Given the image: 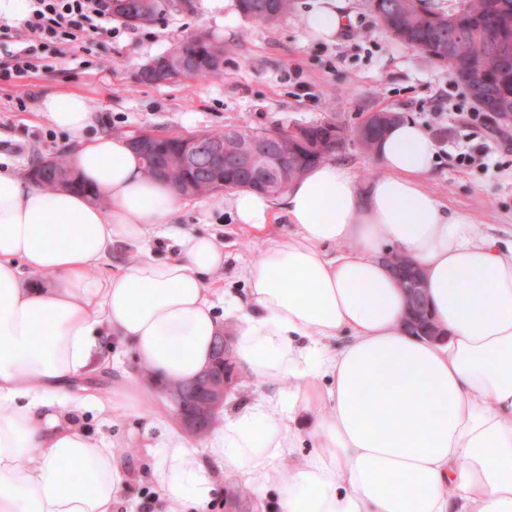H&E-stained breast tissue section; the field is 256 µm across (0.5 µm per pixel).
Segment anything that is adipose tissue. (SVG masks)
Segmentation results:
<instances>
[{
	"instance_id": "adipose-tissue-1",
	"label": "adipose tissue",
	"mask_w": 512,
	"mask_h": 512,
	"mask_svg": "<svg viewBox=\"0 0 512 512\" xmlns=\"http://www.w3.org/2000/svg\"><path fill=\"white\" fill-rule=\"evenodd\" d=\"M350 19L343 0H319L302 25L328 42ZM40 111L71 134L104 201L45 191L0 156V512H117L128 473L79 419L138 412L148 390L82 386L101 341L130 346L160 381H185L228 323L240 369L292 386L226 418L204 447L164 431L151 479L168 512L188 501L207 512L218 471L276 490L280 512H512V243L426 188L439 145L424 127L388 129L376 179L325 161L280 197L235 191V221L260 239L242 299L206 286L224 272V246L176 226L183 197L145 174L126 138L86 137L82 96L47 95ZM278 215L290 235H270ZM158 237L175 239L176 257L152 256ZM118 243L142 259L93 276ZM392 251L420 268L444 339L403 327ZM302 414L312 450L282 466Z\"/></svg>"
}]
</instances>
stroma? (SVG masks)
<instances>
[{
	"label": "stroma",
	"mask_w": 512,
	"mask_h": 512,
	"mask_svg": "<svg viewBox=\"0 0 512 512\" xmlns=\"http://www.w3.org/2000/svg\"><path fill=\"white\" fill-rule=\"evenodd\" d=\"M317 0H294L277 23L244 19L236 7L211 10L207 0H175L151 24L131 28L113 21V38H94L66 58L43 55L39 69L19 84H0V154L28 165L67 155L69 135L39 111L49 94L84 96L98 122L89 135L131 137L142 130L192 135L227 125L257 130L285 129L322 119L355 128L372 112L394 111L424 126L438 141V162L428 189L450 209L470 214L492 234L512 237V153L498 152L500 168L460 165L458 144L466 130L447 115L466 112L471 98L449 99L447 68L396 42L380 26L369 0H347L355 38L311 39L302 18ZM203 33L224 50L221 75L187 78L164 86L143 83L142 65L187 37ZM216 196L188 198L176 221L224 243V287L245 296L242 265L259 255L251 233L236 224ZM109 365L103 388H116L143 373L129 346L103 342ZM126 412L101 418L85 413L83 428L120 451L130 472L128 503L134 512H166L149 475L151 449L134 432Z\"/></svg>",
	"instance_id": "stroma-1"
}]
</instances>
